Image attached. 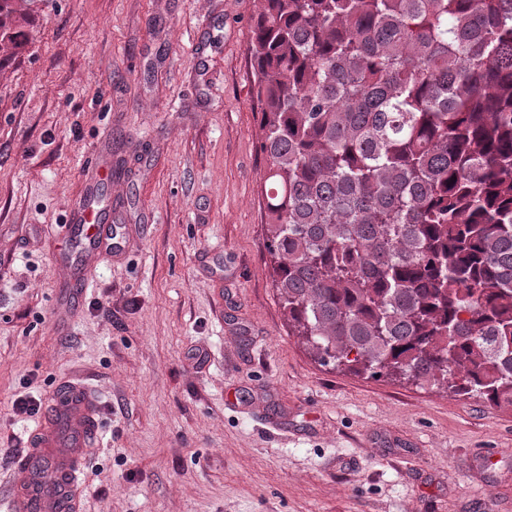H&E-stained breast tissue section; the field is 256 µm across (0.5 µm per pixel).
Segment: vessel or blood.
I'll return each mask as SVG.
<instances>
[{"mask_svg": "<svg viewBox=\"0 0 512 512\" xmlns=\"http://www.w3.org/2000/svg\"><path fill=\"white\" fill-rule=\"evenodd\" d=\"M111 171L104 156L90 162L85 201L61 226L67 242L57 255L64 269L56 294L61 309L74 310L95 265L125 249L127 227L114 223L112 208L99 193L102 174ZM45 409L28 433L26 454L14 460L0 483V512H80L84 469L99 445L107 402L91 378L72 376L53 386Z\"/></svg>", "mask_w": 512, "mask_h": 512, "instance_id": "1", "label": "vessel or blood"}]
</instances>
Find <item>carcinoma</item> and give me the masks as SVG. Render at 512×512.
<instances>
[{
  "label": "carcinoma",
  "mask_w": 512,
  "mask_h": 512,
  "mask_svg": "<svg viewBox=\"0 0 512 512\" xmlns=\"http://www.w3.org/2000/svg\"><path fill=\"white\" fill-rule=\"evenodd\" d=\"M15 0L0 38L25 41ZM266 240L319 364L512 408V0H261Z\"/></svg>",
  "instance_id": "1"
}]
</instances>
